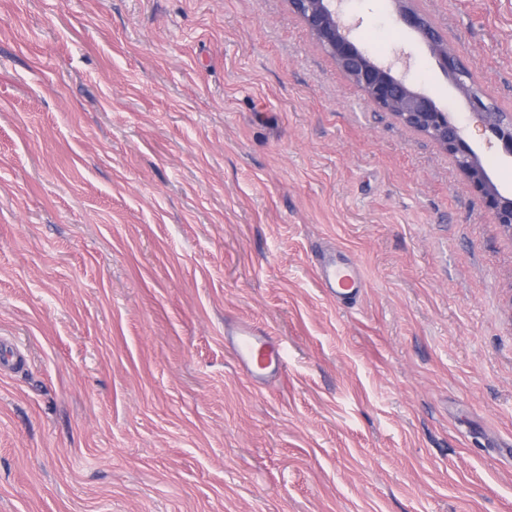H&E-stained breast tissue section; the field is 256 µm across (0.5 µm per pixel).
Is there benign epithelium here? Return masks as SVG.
I'll use <instances>...</instances> for the list:
<instances>
[{"mask_svg":"<svg viewBox=\"0 0 512 512\" xmlns=\"http://www.w3.org/2000/svg\"><path fill=\"white\" fill-rule=\"evenodd\" d=\"M315 42L330 55L346 78L362 91L368 104L389 112L412 130L432 139L449 155L457 171L481 205L504 231L512 233V193H502L478 154L467 141L465 129L441 110L427 94L412 88L392 67L372 58L352 37L350 27L336 10V0H287ZM398 22L415 32L438 66L468 98L482 122L512 160V115L497 112L482 99L462 55L417 6L416 0H394Z\"/></svg>","mask_w":512,"mask_h":512,"instance_id":"1","label":"benign epithelium"}]
</instances>
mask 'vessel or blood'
Listing matches in <instances>:
<instances>
[{
    "mask_svg": "<svg viewBox=\"0 0 512 512\" xmlns=\"http://www.w3.org/2000/svg\"><path fill=\"white\" fill-rule=\"evenodd\" d=\"M317 275L321 288L336 299L349 300L359 293V270L340 252L323 256ZM224 345L254 384H263L268 377L285 372L279 345L252 325L242 323L227 331Z\"/></svg>",
    "mask_w": 512,
    "mask_h": 512,
    "instance_id": "1",
    "label": "vessel or blood"
}]
</instances>
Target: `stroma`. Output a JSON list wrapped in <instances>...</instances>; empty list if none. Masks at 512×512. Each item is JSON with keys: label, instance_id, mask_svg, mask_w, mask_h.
<instances>
[{"label": "stroma", "instance_id": "35a3bbf8", "mask_svg": "<svg viewBox=\"0 0 512 512\" xmlns=\"http://www.w3.org/2000/svg\"><path fill=\"white\" fill-rule=\"evenodd\" d=\"M419 7L512 114V0ZM344 10L511 188L393 0ZM1 336L0 512H512V235L286 0H0ZM320 287L336 301L351 300L361 292L357 288L359 270L356 264L333 252L323 256L317 271ZM224 345L240 370L256 385L275 374L282 376L285 361L278 344L250 324L242 323L227 331Z\"/></svg>", "mask_w": 512, "mask_h": 512}]
</instances>
